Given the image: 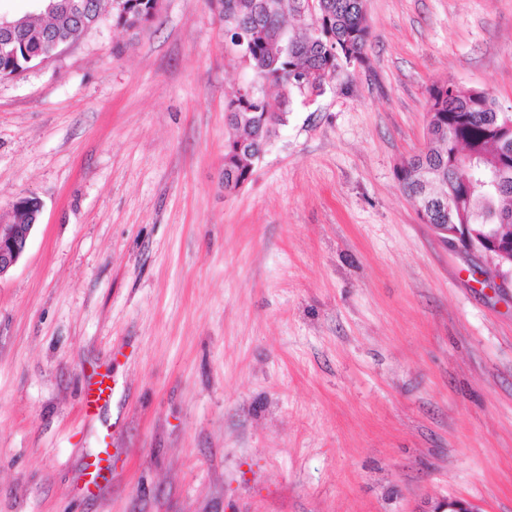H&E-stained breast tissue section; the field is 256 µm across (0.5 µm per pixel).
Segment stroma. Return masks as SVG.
<instances>
[{"mask_svg": "<svg viewBox=\"0 0 512 512\" xmlns=\"http://www.w3.org/2000/svg\"><path fill=\"white\" fill-rule=\"evenodd\" d=\"M366 6L365 66L231 196L253 74L207 0L0 80V220L42 205L0 279V512H512V288L396 179L432 85L512 107V0Z\"/></svg>", "mask_w": 512, "mask_h": 512, "instance_id": "35a3bbf8", "label": "stroma"}]
</instances>
